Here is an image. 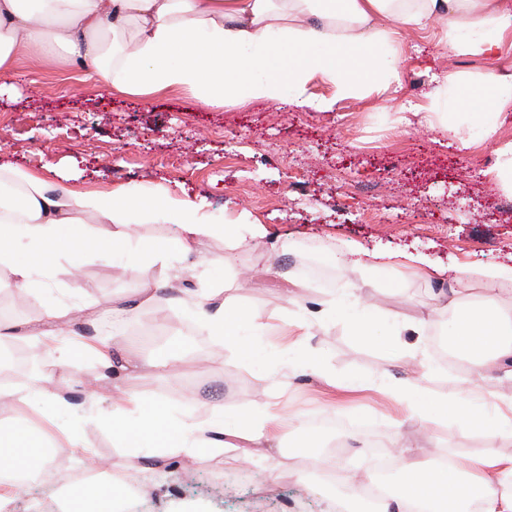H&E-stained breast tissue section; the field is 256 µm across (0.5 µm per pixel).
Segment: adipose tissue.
<instances>
[{"label": "adipose tissue", "mask_w": 512, "mask_h": 512, "mask_svg": "<svg viewBox=\"0 0 512 512\" xmlns=\"http://www.w3.org/2000/svg\"><path fill=\"white\" fill-rule=\"evenodd\" d=\"M436 19L442 22L436 46L444 52L494 56L512 40V0H0V77L11 72L24 49L49 64L80 62L109 88L130 95L185 91L211 108L285 99L330 111L360 92L381 97L401 89L400 32L424 30ZM316 79L332 85L331 96L310 93ZM432 81L422 106L428 124L452 131L463 150L478 140L495 143L497 162L488 174L512 190V141L498 138L502 114L512 112V71L481 76L455 71L433 75ZM75 206L110 223L128 208L157 210L182 235L174 243L147 241L132 251L112 232L92 236L75 225ZM204 207L201 201L167 195L145 200L120 190L54 191L39 173L16 168L0 179V268L7 269L12 285H32L36 259L16 255L23 239L54 252L92 249L156 262L189 251L195 236L216 230ZM472 274L486 286L478 307L461 309L454 288L438 298L453 309L447 335L479 373L499 357H512V311L494 296L499 281L512 279V267L476 268ZM215 294L201 289L192 312L217 341L230 342L255 366L276 352L282 366L300 364L324 375L319 361L298 350L276 351L264 338L271 325L261 315L226 304L211 307ZM316 319L342 321L353 335L401 360L410 355L403 334L423 331L420 322L383 313L345 293ZM383 386L420 420L512 439V417L488 408L480 385L465 390L452 385L439 396L395 377ZM24 403L61 435L71 436L66 421L80 410L63 394L35 384ZM101 420L114 440L142 455L176 448L193 457L202 448L223 449L230 437L238 442L239 463L252 461L255 449L273 448L281 423L280 416L260 409L196 421L172 405L145 402L132 388L102 412ZM38 445L27 427L1 426L0 473L29 470L40 459ZM475 501L480 512H512V457L487 453L451 466L402 462L378 512H470Z\"/></svg>", "instance_id": "ef3b65f1"}]
</instances>
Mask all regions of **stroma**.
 <instances>
[{
    "instance_id": "stroma-1",
    "label": "stroma",
    "mask_w": 512,
    "mask_h": 512,
    "mask_svg": "<svg viewBox=\"0 0 512 512\" xmlns=\"http://www.w3.org/2000/svg\"><path fill=\"white\" fill-rule=\"evenodd\" d=\"M435 33L431 27L400 34L405 76L398 94L348 98L331 112L263 100L213 109L180 91L126 95L86 78L82 64L46 66L18 55L10 88L0 93V164L37 171L68 188L201 198L218 223L244 209L268 234L255 239L241 226L231 236L195 237L189 252L169 261L170 283L157 301L146 300L144 291L159 280L158 264L129 263L109 253L45 259L36 273L42 291L11 288L15 317L0 331L47 351L52 372H14L0 425L28 419L47 438L49 466H84L82 454L90 452L111 476L142 486V512H333L328 490L301 467L333 443L341 449L336 463L345 476L374 469L377 451L394 456L403 444L427 461L451 451L461 458L512 456V440L412 418L406 404L378 383L347 391L302 366L281 368L274 356L254 367L229 345L214 354V338L190 310L198 288H218L226 304L276 320L270 342L282 348L294 343L320 357L328 375L390 374L435 394L452 379L467 388L470 363L443 365L430 347L429 333L443 330L448 319L434 312V296L459 266L512 265V193L483 175L496 161L493 146L462 152L448 130L399 121L410 105L424 101L433 73L482 75L499 65L484 56H438ZM71 215L87 232L106 228L135 243L179 235L175 225L152 214H130L106 226L89 211L76 208ZM404 251L425 256L437 274L419 276L402 262ZM340 290L424 320L423 335L408 332L402 342L432 365V373L395 361L343 323L314 324L316 311ZM113 301L134 305L139 315L161 314L159 335L140 337L133 353H115L117 362L138 364L140 392L184 406L198 420L210 418L217 406L228 415L279 410L290 423L278 449L245 471L228 451L205 449L188 459L170 448L162 455L168 470L143 466L133 472L130 449L95 421H75L68 443L18 406L25 389L44 379L79 408L95 404L93 387L103 370L80 349V329H100L112 316ZM60 305L72 307L74 329L59 330L52 321ZM177 353L184 359L179 376L153 372L152 362ZM318 418L338 420V430L308 434L307 421Z\"/></svg>"
}]
</instances>
